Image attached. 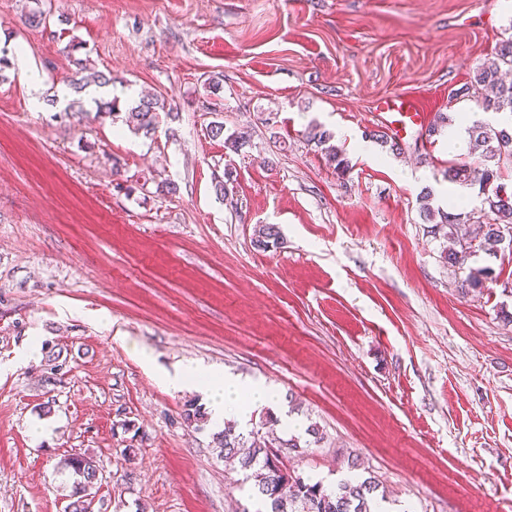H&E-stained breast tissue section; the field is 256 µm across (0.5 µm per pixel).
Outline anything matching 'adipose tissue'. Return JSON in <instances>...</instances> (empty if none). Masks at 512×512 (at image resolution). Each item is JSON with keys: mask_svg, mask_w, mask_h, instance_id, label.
Returning a JSON list of instances; mask_svg holds the SVG:
<instances>
[{"mask_svg": "<svg viewBox=\"0 0 512 512\" xmlns=\"http://www.w3.org/2000/svg\"><path fill=\"white\" fill-rule=\"evenodd\" d=\"M158 380L173 389L191 385L206 390L211 418L214 423H223L229 409H236L238 415L247 416L251 411L273 405L276 394L271 386L262 382L246 381L238 376L220 370L203 369L188 365L181 371L169 373L157 371Z\"/></svg>", "mask_w": 512, "mask_h": 512, "instance_id": "obj_1", "label": "adipose tissue"}]
</instances>
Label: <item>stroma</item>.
Segmentation results:
<instances>
[{"instance_id":"35a3bbf8","label":"stroma","mask_w":512,"mask_h":512,"mask_svg":"<svg viewBox=\"0 0 512 512\" xmlns=\"http://www.w3.org/2000/svg\"><path fill=\"white\" fill-rule=\"evenodd\" d=\"M0 0V512H63L72 454L103 475L95 512H257L221 427L187 423L203 391L138 361L223 369L274 388L266 417L317 426L280 462L324 489L375 478L377 512H512V249L477 253L464 291L448 241L420 215L469 214L477 188L445 134L380 143L376 112L405 94L475 119L468 86L512 36L505 0ZM111 77L106 96L163 92L175 136L95 117L82 93L32 106L25 77L63 88L68 50ZM223 75L218 95L208 76ZM85 113L83 123L65 109ZM247 132L241 150L207 135ZM334 135L338 173L306 135ZM174 181L175 195L156 184ZM226 180L225 196L214 184ZM467 198L465 206L452 196ZM259 224L278 248L252 243ZM39 355L18 362L32 339ZM62 369L45 376L52 362ZM45 435L34 439V426ZM280 240V232L274 224H259L254 229L253 245L262 251L277 248Z\"/></svg>"}]
</instances>
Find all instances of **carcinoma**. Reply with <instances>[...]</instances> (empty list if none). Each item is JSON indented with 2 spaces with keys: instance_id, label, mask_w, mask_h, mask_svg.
I'll use <instances>...</instances> for the list:
<instances>
[{
  "instance_id": "carcinoma-1",
  "label": "carcinoma",
  "mask_w": 512,
  "mask_h": 512,
  "mask_svg": "<svg viewBox=\"0 0 512 512\" xmlns=\"http://www.w3.org/2000/svg\"><path fill=\"white\" fill-rule=\"evenodd\" d=\"M75 75L71 87L80 92L90 84L105 85L110 82L106 74L89 66L88 60L76 58ZM512 70V38L500 43L475 71L471 87L477 94L476 103L484 112H512V83L504 75ZM171 104L161 93L142 96L126 111H119L117 100L98 103L96 117L120 121L129 131L145 138H152L158 131L161 114H170ZM470 141L480 151V161L473 166L466 162L448 165V181L478 187L484 195L480 215L472 218L435 210L425 203L423 219L434 225L435 230L453 240L457 248L444 254L446 262L460 269L478 252L497 254L504 241L512 243V192L504 195L486 190L491 184L504 187L500 182L501 165H512V127L498 128L492 124L475 121L469 127ZM309 141L320 148L328 163L337 169H345L339 150L331 145L332 134L318 126L308 132ZM474 221L478 228L470 231L461 228L463 221ZM280 232L274 224H259L254 229L253 245L262 251L277 247ZM218 441L224 456L236 457L241 470L250 472L255 488L263 501L269 503V512H373L371 503L378 483L371 479L361 482L348 481L334 491H326L318 482L311 483L302 476L282 470L279 459L272 452V444L253 445L243 455L244 434L237 431L233 421L224 422L218 433ZM79 480L75 482L65 512H94L97 485L101 482L100 470L90 456L75 454L65 460Z\"/></svg>"
}]
</instances>
